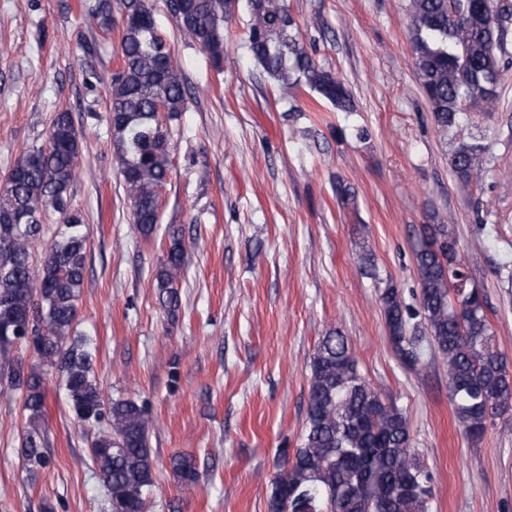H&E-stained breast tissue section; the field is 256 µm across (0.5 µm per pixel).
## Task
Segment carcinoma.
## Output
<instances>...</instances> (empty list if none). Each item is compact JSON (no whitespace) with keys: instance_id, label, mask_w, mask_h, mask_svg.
Returning <instances> with one entry per match:
<instances>
[{"instance_id":"obj_1","label":"carcinoma","mask_w":512,"mask_h":512,"mask_svg":"<svg viewBox=\"0 0 512 512\" xmlns=\"http://www.w3.org/2000/svg\"><path fill=\"white\" fill-rule=\"evenodd\" d=\"M412 0L409 40L420 85L436 126L456 124L472 107L495 111L503 78L500 54L507 38L512 4L484 0ZM237 0H185L175 9L183 35L215 63L224 59V28ZM248 48L280 95L306 84L338 110L351 109L343 82L317 64L299 41V24L285 0H249ZM102 29L116 20L110 0L89 12ZM119 56L107 87V121L121 166L135 231L150 239L157 229L160 190L172 166L171 138L164 120L185 110L187 87L173 52L157 27L148 0H123ZM82 149L81 136L67 111L55 113L44 144L25 150L0 186V353L30 343L38 364L19 362L6 374V389L21 395L28 414L21 448L25 469L48 462L49 370L58 371L71 411L82 425L99 427L89 456L110 498L112 512H145V491L154 484L151 418L132 398H110L93 369L90 340L72 336L86 269L90 227L71 207L68 190ZM450 167L463 183L479 182L484 168L478 148L454 150ZM60 224L34 262V243L43 220ZM422 225L415 249L420 282L419 313L430 343L448 367V394L459 422L472 439L487 424L512 412V371L495 343L485 300L469 287L448 216L435 213ZM166 257L155 269L157 300L174 318L181 307L177 282L186 265L182 229L169 224ZM388 339L410 365L421 359L408 335L411 313L398 289L379 294ZM183 481L198 473L185 456L173 459ZM429 475L411 446L407 416L381 398L360 374L346 336L332 331L321 339L310 363L306 418L300 445L271 483L270 512H429Z\"/></svg>"}]
</instances>
